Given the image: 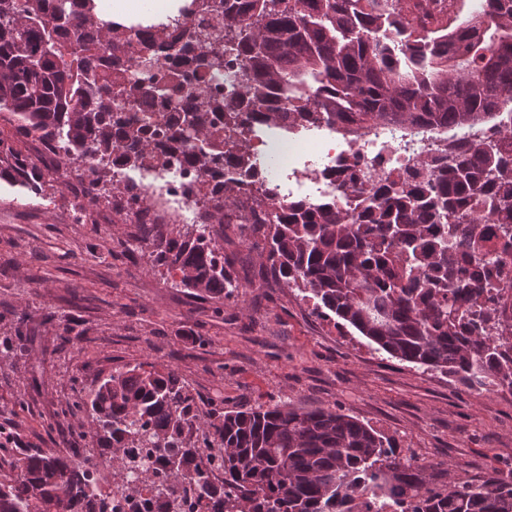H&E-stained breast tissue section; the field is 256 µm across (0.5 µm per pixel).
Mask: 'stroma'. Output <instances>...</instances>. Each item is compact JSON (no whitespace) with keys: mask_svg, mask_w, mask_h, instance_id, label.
Returning <instances> with one entry per match:
<instances>
[{"mask_svg":"<svg viewBox=\"0 0 512 512\" xmlns=\"http://www.w3.org/2000/svg\"><path fill=\"white\" fill-rule=\"evenodd\" d=\"M72 202L59 184L38 196L0 181V338L22 331L24 347L0 362V405L23 401L17 424L30 444L68 447L62 407L113 369L150 361L216 408L286 403L357 418L430 465L437 486L512 464V390L479 392L357 333L338 337L297 290L262 277L239 225H225L223 245L246 293L215 300L173 287L147 253H119L137 227L111 206L78 224Z\"/></svg>","mask_w":512,"mask_h":512,"instance_id":"stroma-1","label":"stroma"}]
</instances>
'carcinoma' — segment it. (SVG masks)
Here are the masks:
<instances>
[{
    "label": "carcinoma",
    "mask_w": 512,
    "mask_h": 512,
    "mask_svg": "<svg viewBox=\"0 0 512 512\" xmlns=\"http://www.w3.org/2000/svg\"><path fill=\"white\" fill-rule=\"evenodd\" d=\"M92 0H0V112L16 132L44 141L67 140L62 161L73 169L87 148L101 168L119 161L130 168L154 159V146L188 148L186 161L208 172L223 165L224 136H212L213 112L224 109L235 132L257 111L268 124L286 113L289 129L360 127L387 120L432 128L495 124L512 114V0H476L486 18L483 34L460 37L445 55L448 26L435 0H211L205 19L186 37L195 52L189 73H157L158 85L134 75L116 87L112 59L133 46L136 32L91 15ZM185 9L153 25L166 35L183 27ZM415 18L422 39L390 41L388 29ZM57 49L48 55L45 40ZM71 42L66 48L64 40ZM241 51L247 67L234 96L223 102L202 82L224 70V44ZM179 97L164 124L120 112L116 101ZM499 138L458 147L449 160L421 161L409 174L386 178L366 194L358 212L336 204L278 200L250 207L252 234L266 274L295 288L315 310L354 328L375 350L461 383L489 391L512 386V326L498 322L492 281L466 280L448 262V249L432 240L428 225L444 224L453 240L467 224L472 261L488 263L478 249L482 225L512 233V125ZM257 159L240 145L233 167L257 173ZM0 179L21 180L40 194L58 181L0 138ZM89 203L124 211L118 190L95 192ZM240 183L214 190V209L186 231L144 218L138 241L152 266L179 279L175 287L222 299L240 288L219 241L224 225L241 218ZM24 317L15 338L0 340V361L21 353ZM94 428L73 431L85 447L112 459V472L82 468L70 451L32 447L18 428L0 442V512H86L112 494L134 497L140 483L155 490L156 512H182L171 483L184 478L210 512H512V469L507 477L431 487L425 469L396 453L390 439L336 411L289 404L218 410L191 395L176 370L145 361L112 370L87 394ZM148 448L147 456L132 452ZM224 470V486L209 481V466ZM151 469L140 482L137 473Z\"/></svg>",
    "instance_id": "obj_1"
}]
</instances>
